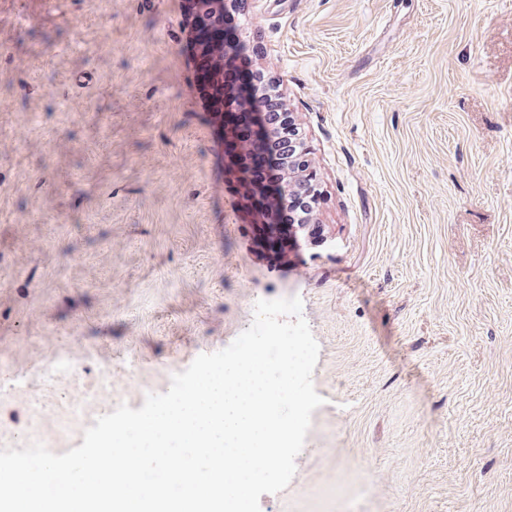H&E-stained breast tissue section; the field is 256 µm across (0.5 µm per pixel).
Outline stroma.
Masks as SVG:
<instances>
[{
  "label": "stroma",
  "mask_w": 512,
  "mask_h": 512,
  "mask_svg": "<svg viewBox=\"0 0 512 512\" xmlns=\"http://www.w3.org/2000/svg\"><path fill=\"white\" fill-rule=\"evenodd\" d=\"M180 12L0 0V448L32 420L80 446L297 296L324 403L261 512H512V0H225L234 86L277 82L322 190L325 242L280 254L187 99Z\"/></svg>",
  "instance_id": "obj_1"
}]
</instances>
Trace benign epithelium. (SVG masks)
Returning <instances> with one entry per match:
<instances>
[{
	"label": "benign epithelium",
	"mask_w": 512,
	"mask_h": 512,
	"mask_svg": "<svg viewBox=\"0 0 512 512\" xmlns=\"http://www.w3.org/2000/svg\"><path fill=\"white\" fill-rule=\"evenodd\" d=\"M233 99L238 109L224 108V156L229 159L246 206L265 218L257 225L261 241L277 251L284 246V238L273 216L292 183H283L266 162L264 145L272 136L270 127L261 118H252L244 90L226 82L224 100Z\"/></svg>",
	"instance_id": "7a95c632"
}]
</instances>
